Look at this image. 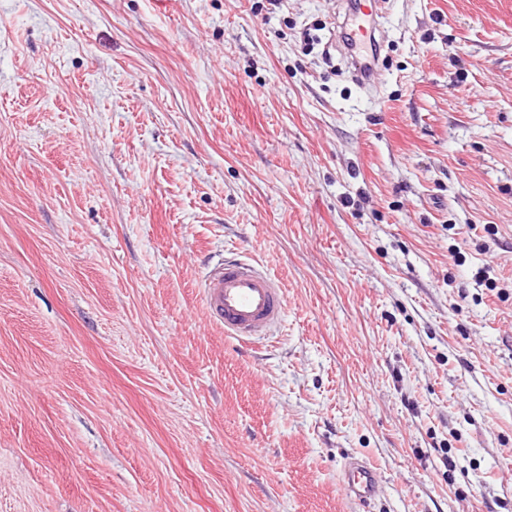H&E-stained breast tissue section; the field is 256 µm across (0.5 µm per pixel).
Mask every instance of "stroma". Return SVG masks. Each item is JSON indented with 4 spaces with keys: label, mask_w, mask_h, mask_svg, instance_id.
<instances>
[{
    "label": "stroma",
    "mask_w": 512,
    "mask_h": 512,
    "mask_svg": "<svg viewBox=\"0 0 512 512\" xmlns=\"http://www.w3.org/2000/svg\"><path fill=\"white\" fill-rule=\"evenodd\" d=\"M383 11L0 0V512H512V0ZM380 10L378 0H358L349 11L350 28L344 36L345 50L351 57L356 81L363 87L376 86L379 53L375 33ZM201 295L210 320L239 344L264 339L283 321L284 291L258 263L224 258L205 273ZM343 487L350 497L365 505L381 491V476L362 458L349 457L342 471Z\"/></svg>",
    "instance_id": "obj_1"
}]
</instances>
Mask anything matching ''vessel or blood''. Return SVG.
<instances>
[{"instance_id": "1", "label": "vessel or blood", "mask_w": 512, "mask_h": 512, "mask_svg": "<svg viewBox=\"0 0 512 512\" xmlns=\"http://www.w3.org/2000/svg\"><path fill=\"white\" fill-rule=\"evenodd\" d=\"M380 10L379 0H356L349 12L345 50L364 87L374 86L379 71L375 33ZM201 295L210 320L223 327L225 338L241 344L264 339L283 321L284 291L257 263L229 257L214 264L203 277ZM342 483L347 495L364 505L381 491L380 474L357 457L345 461Z\"/></svg>"}]
</instances>
